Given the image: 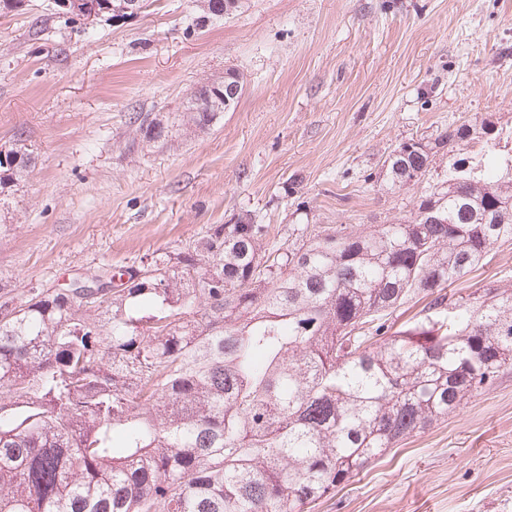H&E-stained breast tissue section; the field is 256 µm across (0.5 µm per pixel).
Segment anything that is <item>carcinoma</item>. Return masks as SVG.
<instances>
[{"label":"carcinoma","mask_w":512,"mask_h":512,"mask_svg":"<svg viewBox=\"0 0 512 512\" xmlns=\"http://www.w3.org/2000/svg\"><path fill=\"white\" fill-rule=\"evenodd\" d=\"M222 93L188 99L196 127ZM450 141H473L467 125ZM406 147L431 164L427 144ZM3 149L1 195L35 164L20 134ZM506 167L493 157L471 179L453 161L410 221L304 224L278 247L242 213L98 268V288L0 304V512H307L461 411L512 369V289L447 292L512 240ZM488 207L495 224L473 213ZM416 296L423 315L394 329Z\"/></svg>","instance_id":"obj_1"}]
</instances>
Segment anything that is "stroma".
<instances>
[{
	"mask_svg": "<svg viewBox=\"0 0 512 512\" xmlns=\"http://www.w3.org/2000/svg\"><path fill=\"white\" fill-rule=\"evenodd\" d=\"M29 0L0 15V144L35 166L0 197V303L98 267L137 266L248 212L290 245L299 224L369 231L448 187L456 143L391 187L399 143L492 124L512 155V0H243L201 21L193 0H149L94 28ZM237 70L238 102L207 129L184 105ZM159 122L144 138L132 117ZM512 288V242L454 284ZM311 512H512V370L464 410L392 449Z\"/></svg>",
	"mask_w": 512,
	"mask_h": 512,
	"instance_id": "35a3bbf8",
	"label": "stroma"
}]
</instances>
